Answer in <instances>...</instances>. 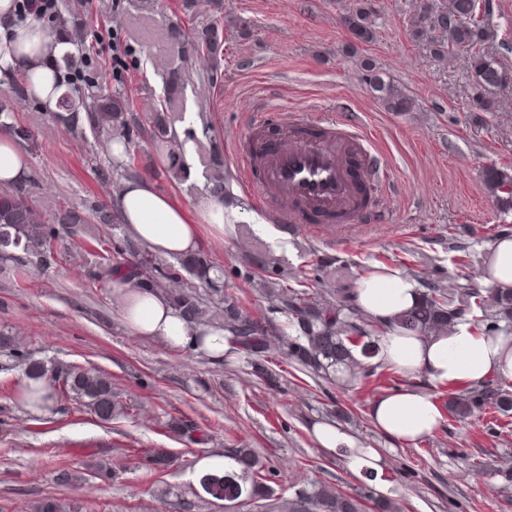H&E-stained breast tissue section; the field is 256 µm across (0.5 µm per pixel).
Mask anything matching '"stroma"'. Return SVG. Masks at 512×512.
I'll use <instances>...</instances> for the list:
<instances>
[{
    "label": "stroma",
    "instance_id": "1",
    "mask_svg": "<svg viewBox=\"0 0 512 512\" xmlns=\"http://www.w3.org/2000/svg\"><path fill=\"white\" fill-rule=\"evenodd\" d=\"M419 2L371 0L376 37L352 53L336 0H224L220 14L212 0H195L189 12L183 0H56L86 22L87 62L75 88L109 93L122 87L140 120L165 114L192 146L183 158L187 176L171 181L152 134L142 131L137 149L150 165L138 176L190 210L210 190L213 158L222 160L226 196L246 219L220 235L203 228L201 250L218 267L221 291L276 325L286 318L252 287L251 275L274 281L285 273L309 288L330 277L353 288L366 271L387 265L411 267L424 287L457 276L478 281L489 247L512 234V210L485 186L486 170L512 168V83L497 90V111H474L464 57L441 64L412 37ZM218 19L224 57L216 69L169 35L174 25L197 29ZM485 19L492 35L488 55L512 71V0H489ZM367 60L414 98V111L381 106L367 80ZM173 70L183 78L175 94L167 86ZM8 102L33 134L19 147L37 210L50 217L64 207L111 203L124 169L111 165L105 136H74L31 98ZM276 108L298 121L356 120L365 128L388 164L385 185L371 191L369 227L304 225L279 243L253 229L252 217L270 220L271 209L248 187L237 154L253 114ZM99 166L111 167V182H99ZM106 236L126 256L144 251L125 226L108 231L88 223L73 233L61 229L57 263L24 280L13 277V260L0 259V333L49 372L74 364L107 374L135 403L130 414L109 420L73 400L54 412L28 410L18 396L23 374L0 353V512H29L47 496L85 512H169V491L194 501V512H224V501L203 493L195 465L241 447L256 450L284 499L321 481L344 490L369 485L397 499L404 512H512V493H500L497 480L460 458L466 452L512 466V416L444 419L429 436L405 444L376 428L370 417L376 396L368 391L312 380L286 363L281 386L271 388L252 375L244 353L216 358L131 335L111 282L98 276L95 256ZM339 407L356 412L357 422L344 430L357 447L381 453V471L354 470L344 450L320 448L314 428L334 423ZM155 448L171 457L159 472L145 463ZM404 463L441 477L452 497L410 483L399 471ZM62 469L74 477L65 486L57 481Z\"/></svg>",
    "mask_w": 512,
    "mask_h": 512
}]
</instances>
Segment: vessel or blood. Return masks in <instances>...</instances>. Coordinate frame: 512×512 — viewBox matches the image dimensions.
<instances>
[{"mask_svg":"<svg viewBox=\"0 0 512 512\" xmlns=\"http://www.w3.org/2000/svg\"><path fill=\"white\" fill-rule=\"evenodd\" d=\"M239 163L251 190L272 202L276 222L293 231L357 223L365 211L363 186L385 174L360 124H300L284 112L251 119Z\"/></svg>","mask_w":512,"mask_h":512,"instance_id":"vessel-or-blood-1","label":"vessel or blood"}]
</instances>
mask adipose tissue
Returning a JSON list of instances; mask_svg holds the SVG:
<instances>
[{"mask_svg": "<svg viewBox=\"0 0 512 512\" xmlns=\"http://www.w3.org/2000/svg\"><path fill=\"white\" fill-rule=\"evenodd\" d=\"M51 40L48 27L35 20L17 23L12 0H0V76L25 73L28 94L55 112L64 93L57 85L55 59L66 47L52 45ZM112 205L133 239L164 257L196 252L202 226L220 232L245 219L243 211L225 204L222 195L207 193L189 210L139 177L124 181ZM486 264L485 285L512 288V236L499 237L493 243ZM422 294L415 278L393 267L376 266L360 278L357 303L371 315L389 320L411 309ZM121 319L133 335L174 348L202 350L215 357L228 349L223 329L188 323L165 296L149 290L132 292ZM380 356L406 373H426L441 385L477 383L494 372L512 379V337L485 336L469 324L433 339L388 331ZM372 418L382 432L409 443L432 433L442 419V410L431 394L408 388L379 397Z\"/></svg>", "mask_w": 512, "mask_h": 512, "instance_id": "ef3b65f1", "label": "adipose tissue"}]
</instances>
